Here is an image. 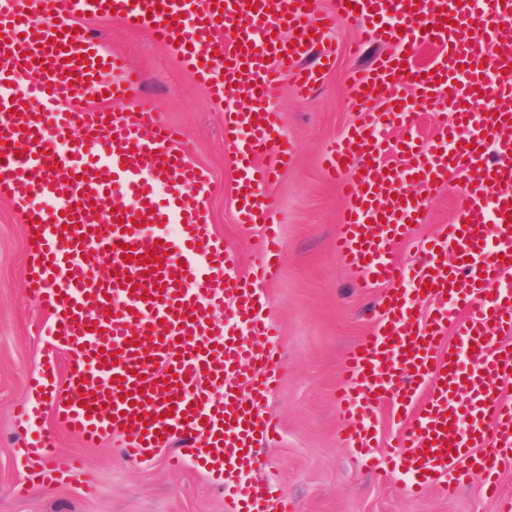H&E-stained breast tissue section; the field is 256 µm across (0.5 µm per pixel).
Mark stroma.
Listing matches in <instances>:
<instances>
[{"mask_svg":"<svg viewBox=\"0 0 512 512\" xmlns=\"http://www.w3.org/2000/svg\"><path fill=\"white\" fill-rule=\"evenodd\" d=\"M81 24L141 73V94L129 111H161L180 130L192 160L210 173L209 222L238 256V274H247L261 229L236 220V170L224 144L223 108L148 31L131 29L118 18H85ZM358 36V27L349 25L329 37L336 64L309 100L297 99L286 82L274 102L297 153L271 189L283 263L278 279L263 287L281 338L280 381L266 407L279 431L260 448L266 468L250 479L277 480L297 512H502L504 500L512 499V470L501 474L496 498L485 495L477 477L449 499L434 491L415 496L391 460L390 445L400 425L395 410L386 405L375 410L371 470L343 443L336 423L339 362L359 336L376 327L375 306L383 293L379 287H359L336 253L333 237L345 201L321 167L325 145L360 120L345 88L346 71L370 67L393 51L390 45L372 44L351 57L347 45ZM458 204L452 185L428 203L414 237L395 250L407 273L415 272L423 241L450 223ZM29 262L21 210L0 199V512H232L231 501L210 474L190 464L170 469L169 449L127 460L117 439L85 447L48 412L39 427L55 438L57 453L47 467L63 469L76 458L82 466L66 483L33 485L26 495L17 494L26 473L16 453L23 435L17 408L29 399L28 385L41 362L53 361L61 380L69 368L67 356L49 352L36 331L46 315L24 291ZM89 484L94 493H85Z\"/></svg>","mask_w":512,"mask_h":512,"instance_id":"35a3bbf8","label":"stroma"}]
</instances>
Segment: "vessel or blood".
Listing matches in <instances>:
<instances>
[{
	"instance_id": "b4317fda",
	"label": "vessel or blood",
	"mask_w": 512,
	"mask_h": 512,
	"mask_svg": "<svg viewBox=\"0 0 512 512\" xmlns=\"http://www.w3.org/2000/svg\"><path fill=\"white\" fill-rule=\"evenodd\" d=\"M98 15L150 30L223 104L236 215L262 228L250 276L235 273L208 221L213 183L181 133L157 113L121 111L140 76L81 25ZM348 23L400 51L349 72L362 119L322 154L349 198L336 251L362 287L385 288L380 322L338 372L337 417L345 441L365 452L373 409L391 402L403 414L394 467L409 493L452 494L477 472L497 495L512 467V402L500 390L512 349L491 343L512 333V285L501 283L512 271V0H336L330 13L316 0H280L274 13L268 0H0V196L21 209L27 292L49 313L47 343L71 364L65 382L50 366L33 378L37 401L21 407L23 419L48 403L86 445L116 437L132 460L188 441L171 463L223 479L234 512H265L272 499L295 512L277 483L244 481L261 464L256 445L277 432L265 404L279 381L270 350L279 331L262 286L279 275L281 246L267 189L293 145L272 102L287 78L300 96L314 91L334 64L324 39ZM223 31L230 42L218 41ZM428 43L441 51L416 68ZM100 94L107 108L74 105ZM375 100L403 142L386 135ZM417 111L439 117L437 140H417ZM452 176L461 182L454 219L406 276L394 249ZM92 251L104 267L87 262ZM53 451L49 437L25 440L28 483L68 478L43 468Z\"/></svg>"
}]
</instances>
